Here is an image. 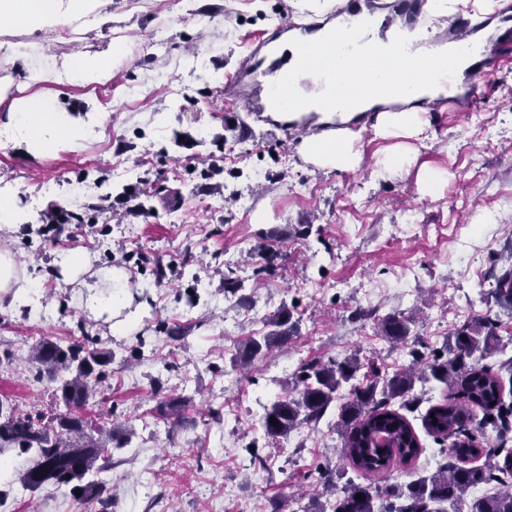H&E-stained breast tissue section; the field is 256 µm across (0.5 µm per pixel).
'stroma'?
I'll list each match as a JSON object with an SVG mask.
<instances>
[{"label": "stroma", "instance_id": "1", "mask_svg": "<svg viewBox=\"0 0 512 512\" xmlns=\"http://www.w3.org/2000/svg\"><path fill=\"white\" fill-rule=\"evenodd\" d=\"M118 20L52 42L30 35L26 75L33 90L81 110L86 133L35 158L0 128V193L11 195L22 223L0 235L36 282L24 301L0 307V399L22 412H50L52 391L35 382L22 359L35 342H68L81 333L112 350L110 406L134 435L112 453L103 479L114 512H267L271 498L310 506L311 477L338 468V410L329 408L307 448L281 457L286 440L267 438L255 422L292 389L303 363L356 356L357 382L412 367L408 347L390 344L376 321L413 317L420 346L438 347L464 322L498 315L500 348L492 367L512 358V317L487 304L492 271L512 265V58L493 90L465 116L433 113L425 139L353 130L361 162L350 170L305 163L299 138L239 109L244 59L279 23L297 21V0H110ZM125 42L131 58L110 84L54 85L42 76L64 55ZM203 68H196V61ZM405 153L403 169L379 172L380 158ZM441 178L426 184L425 173ZM90 187L85 204L104 205L92 224H49V202ZM90 260L64 280L58 254ZM482 272L470 274L473 259ZM167 277L156 283L154 267ZM410 276H403V269ZM129 277L136 320L111 331L87 297L105 272ZM234 276L251 307L225 290ZM377 294L361 316L365 292ZM288 310L297 331L288 347L255 367L234 361L268 318ZM176 336L159 332V323ZM182 395L176 415L161 410L152 383ZM406 414L424 450L449 447L423 417L448 396L445 385L416 383ZM259 454L265 468H242ZM13 450L0 453V512H97L68 489L20 497Z\"/></svg>", "mask_w": 512, "mask_h": 512}]
</instances>
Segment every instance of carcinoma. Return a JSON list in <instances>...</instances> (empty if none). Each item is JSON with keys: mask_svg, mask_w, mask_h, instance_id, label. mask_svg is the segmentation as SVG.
<instances>
[{"mask_svg": "<svg viewBox=\"0 0 512 512\" xmlns=\"http://www.w3.org/2000/svg\"><path fill=\"white\" fill-rule=\"evenodd\" d=\"M489 291L495 304L512 312V265L492 275ZM288 312L282 311L269 320L272 326L265 336L246 345L244 358L251 362L265 357L288 341ZM409 320L390 315L380 320L384 335L395 342H407ZM497 321L489 316L461 325L451 344L427 355L416 348L410 355L425 361L423 376L446 385V403L434 405L424 416L429 433L452 437V447L443 449L447 461L431 475L408 483L385 488L347 481L336 492L337 471L327 468L321 473L323 486L331 490L333 503L319 512H439L437 506L448 503L465 505L469 512H512V449L496 444L487 448L477 445L469 431L470 412L479 409L483 426L508 431L502 426L512 415V404L504 403L501 378L490 369L471 362L474 353L488 356L496 351ZM112 350L100 345L98 338L84 335L64 345L42 340L32 346L28 370L36 381L47 380L55 385L56 399L66 411L49 420L18 411L0 399V450H18L28 457L29 466L20 481L36 492L51 485L70 488L71 494L81 491L77 500L96 502L100 512L112 509V496L106 483L98 478L112 461V447L121 448L114 432L117 428L95 429L82 414L89 399L103 394L112 378ZM360 370L359 360L347 357L329 358L303 364L295 376L294 388L275 400L260 420L264 433L272 438H286L299 424L317 423L327 409L341 398L344 385H350L346 401L340 405L336 429L340 435L341 456L353 469L375 474L396 463L407 465L421 454L423 448L408 419L393 408L398 400L405 405L412 400L419 376L406 371L389 378L376 376L364 385L350 384ZM161 407L179 413L184 399L162 394ZM275 419L277 424L270 423ZM484 458L480 465L469 462ZM494 485L490 495L465 500L466 493L479 485ZM362 499H357V495Z\"/></svg>", "mask_w": 512, "mask_h": 512, "instance_id": "carcinoma-1", "label": "carcinoma"}]
</instances>
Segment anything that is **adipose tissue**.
<instances>
[{"label": "adipose tissue", "mask_w": 512, "mask_h": 512, "mask_svg": "<svg viewBox=\"0 0 512 512\" xmlns=\"http://www.w3.org/2000/svg\"><path fill=\"white\" fill-rule=\"evenodd\" d=\"M97 3L98 0H0V22L28 35L60 28L94 30L111 20L110 15L98 9ZM128 57L127 47L119 42L96 54L77 51L61 61L52 78L58 83L104 85L111 82L115 69ZM390 69L394 83L409 84L408 99L412 102L425 94L440 92L448 82L447 70L431 65L410 77L405 75L400 61H393ZM6 126L26 140L28 151L34 156L63 142H77L85 135L81 119L70 116L60 103L37 93L9 108ZM299 153L304 161L320 169H353L361 161L347 137L335 140L306 138L299 146ZM106 286V291L90 295L91 307L98 316L111 320L113 330L130 331L129 321L114 317L125 301L126 275L110 271Z\"/></svg>", "instance_id": "1"}]
</instances>
